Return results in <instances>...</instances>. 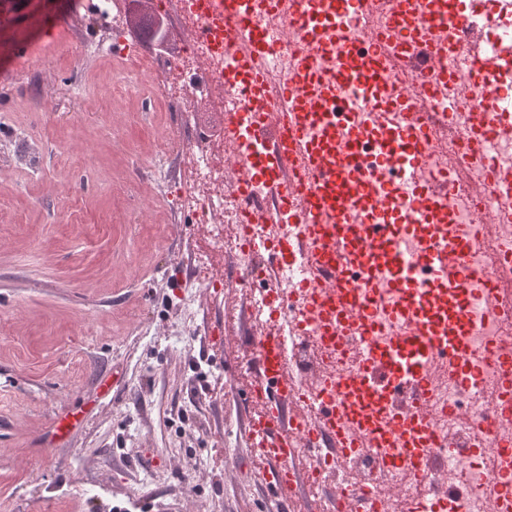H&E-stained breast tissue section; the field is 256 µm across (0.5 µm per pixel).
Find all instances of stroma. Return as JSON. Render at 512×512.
Instances as JSON below:
<instances>
[{"label": "stroma", "instance_id": "obj_1", "mask_svg": "<svg viewBox=\"0 0 512 512\" xmlns=\"http://www.w3.org/2000/svg\"><path fill=\"white\" fill-rule=\"evenodd\" d=\"M0 512H285L252 466L248 300L194 276L178 113L106 111L117 44L73 0H14L0 45ZM223 380L207 390L208 376ZM69 426L47 444L52 420ZM223 469H210L215 449Z\"/></svg>", "mask_w": 512, "mask_h": 512}]
</instances>
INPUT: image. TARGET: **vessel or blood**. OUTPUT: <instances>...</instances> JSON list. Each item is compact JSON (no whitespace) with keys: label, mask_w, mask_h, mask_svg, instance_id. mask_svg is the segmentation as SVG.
Here are the masks:
<instances>
[{"label":"vessel or blood","mask_w":512,"mask_h":512,"mask_svg":"<svg viewBox=\"0 0 512 512\" xmlns=\"http://www.w3.org/2000/svg\"><path fill=\"white\" fill-rule=\"evenodd\" d=\"M422 2L392 0V8L400 22L394 34L405 44L399 62H419L425 71L431 57L447 52L448 46L402 30V22L418 15ZM293 6L311 18L303 36L326 58L330 77L319 83L304 71L283 85L301 111L284 118L257 111L252 132L271 144L274 160L248 162L250 179L238 191L247 213L255 214L260 203L251 195V182L270 180L277 170L291 172V180L277 185V207L281 221L296 223L295 245L310 259L319 290L313 316L320 335H375L368 290L383 279L396 314L412 319L411 335L370 348L358 371L323 380L317 397L322 418L308 436L328 453L373 449L382 469L407 467L412 476L421 477L427 471L430 435L420 409L429 380L424 364L436 353L460 354L468 334L464 285L469 272L461 261L465 245L449 240L447 224L435 222L447 204V182L416 185L390 179L395 169L415 170L431 146L421 127L404 119L414 108L404 88H392L375 111L349 112L341 121L322 108L348 81L365 89L383 84L385 40L374 39L370 54L361 58L338 55L339 31L314 22L322 9H335L336 0H293ZM217 27L224 32L225 54L246 65L252 99L260 101L265 74L258 61L269 36L253 30L230 7L215 12L214 25L203 29V36H212ZM382 127L394 129V140L367 152L365 138ZM378 197L402 209L404 221L371 217ZM405 239L414 240L412 250H400ZM252 347L257 374L247 395L254 406L249 419L252 450L268 464L262 474L268 490L286 497L301 479L290 463L295 435L288 425L298 387L281 363L276 331L254 334Z\"/></svg>","instance_id":"vessel-or-blood-1"}]
</instances>
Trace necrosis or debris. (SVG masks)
<instances>
[{
    "label": "necrosis or debris",
    "mask_w": 512,
    "mask_h": 512,
    "mask_svg": "<svg viewBox=\"0 0 512 512\" xmlns=\"http://www.w3.org/2000/svg\"><path fill=\"white\" fill-rule=\"evenodd\" d=\"M237 8L252 19L257 28L287 39L266 57V88L263 107L270 112H288L292 105L281 93L283 84L296 73L304 59L318 60L317 51L300 40L297 32L308 20L300 14L268 9L258 0H236ZM216 0H176L181 29L189 34L188 49L179 59H131L127 69L140 85L155 89L152 106L158 112L182 113L191 133L186 149L192 178L179 196V203L193 208L203 246L194 258L196 272L211 279L216 261L228 258L252 272L248 282L249 303L244 315L255 331L275 328L281 339L282 362L289 373L300 377L306 398L301 405L308 423L320 416L312 395L322 376L356 370L365 344H386L405 334L407 321L392 315L387 289H379L376 307V336L316 335L308 308L312 301V275L300 253H293L288 265L269 273L262 255L269 244L293 239L295 228L280 223L273 200V186L257 183L252 193L268 213L264 222L251 225L248 241L225 237L224 227L242 221L243 202L234 185L224 175V164L251 156L266 159L269 144L250 139L253 109L243 79L235 75L224 59L220 41L195 40L191 34L213 23ZM468 13L481 26L482 41L447 36L434 25L426 26L427 40L447 41L467 55L493 56L495 65L479 76L458 70L453 55L436 57L434 73H454L466 92L450 87L458 98L456 119L431 101L427 86H420L421 119L427 125L433 147L417 171L415 180L427 183L447 176L448 220L451 238L467 243L466 265L476 271L468 285L470 330L463 362L475 370L470 382H462L449 361L434 359L428 364L432 379L425 396L431 415V446L428 475L408 478L400 471L382 470L375 453H339L329 457L316 454L305 430H298L293 454L306 458L305 486L311 500L332 496V512H406L415 501L432 502L447 512H512V493L505 492L501 479L512 477V138L494 137L486 152H479L467 127L472 115L490 108L487 89L512 92V8L502 0H472ZM337 26L355 39L379 37L392 31L395 19L376 5L364 19L339 12ZM209 105L216 129L198 125L196 114ZM234 118L238 138L228 140L219 129ZM486 182L487 191L474 195L471 186ZM492 212L500 222L491 232L478 233L477 212ZM281 299L283 311L273 318L271 306Z\"/></svg>",
    "instance_id": "necrosis-or-debris-1"
}]
</instances>
